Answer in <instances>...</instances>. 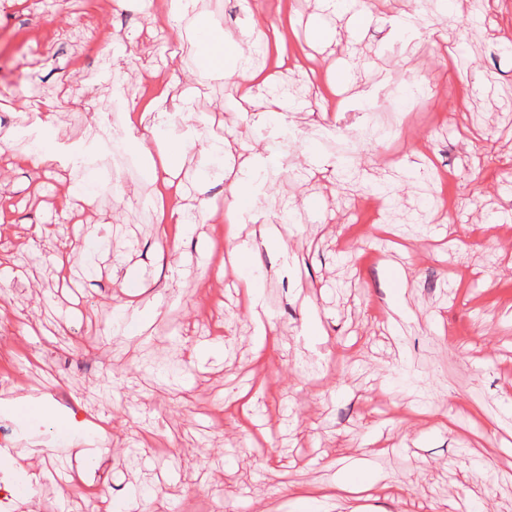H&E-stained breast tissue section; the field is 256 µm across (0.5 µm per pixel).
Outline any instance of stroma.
<instances>
[{
    "instance_id": "1",
    "label": "stroma",
    "mask_w": 512,
    "mask_h": 512,
    "mask_svg": "<svg viewBox=\"0 0 512 512\" xmlns=\"http://www.w3.org/2000/svg\"><path fill=\"white\" fill-rule=\"evenodd\" d=\"M467 5L377 0L352 30L351 9L323 0H199L230 34L250 11L292 17L316 81L283 123L244 115L240 88L176 42L165 5L0 0V399L53 409L0 411L13 457L0 489L30 470L41 512H132L138 496L155 512H310L288 487L350 476L370 486L364 512H512V0L475 22ZM413 11L428 22L399 28ZM451 51L467 52L468 74H448ZM21 90L51 102L55 123ZM182 96L191 115L171 132L187 193L172 204L196 216L192 233L159 219L165 188L124 149L136 113ZM91 127L78 165L25 163ZM216 127L232 154L256 144L279 161L275 184L253 191L288 244L251 259L275 325L264 335L226 263L228 184L201 175ZM76 182L94 207L70 198ZM36 224L55 234L33 247ZM132 281L150 325L126 336ZM72 414L108 425L66 440L53 423ZM100 452L107 483L82 481Z\"/></svg>"
}]
</instances>
